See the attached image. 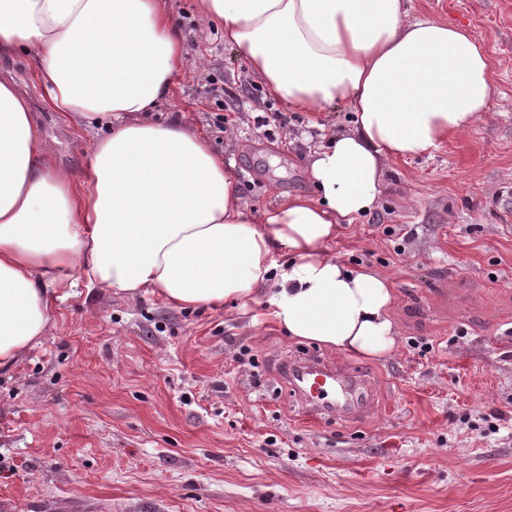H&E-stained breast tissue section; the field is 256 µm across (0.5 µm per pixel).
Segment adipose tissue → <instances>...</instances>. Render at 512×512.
Segmentation results:
<instances>
[{
    "mask_svg": "<svg viewBox=\"0 0 512 512\" xmlns=\"http://www.w3.org/2000/svg\"><path fill=\"white\" fill-rule=\"evenodd\" d=\"M250 75L294 112L349 101L313 150L318 194L248 213L232 164L197 130L150 117L190 67L166 0H0V59L26 53L49 107L91 140L81 180L55 167L14 82L0 79V370L78 281L176 308L267 299L288 336L376 359L399 336L389 279L327 255L372 212L390 162L426 156L497 94L467 28L410 0H197Z\"/></svg>",
    "mask_w": 512,
    "mask_h": 512,
    "instance_id": "adipose-tissue-1",
    "label": "adipose tissue"
}]
</instances>
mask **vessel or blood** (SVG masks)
<instances>
[{
	"mask_svg": "<svg viewBox=\"0 0 512 512\" xmlns=\"http://www.w3.org/2000/svg\"><path fill=\"white\" fill-rule=\"evenodd\" d=\"M289 384L303 398L308 416H348L369 401L364 381L355 372L309 358L289 366Z\"/></svg>",
	"mask_w": 512,
	"mask_h": 512,
	"instance_id": "vessel-or-blood-1",
	"label": "vessel or blood"
}]
</instances>
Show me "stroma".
I'll return each mask as SVG.
<instances>
[{"instance_id":"35a3bbf8","label":"stroma","mask_w":512,"mask_h":512,"mask_svg":"<svg viewBox=\"0 0 512 512\" xmlns=\"http://www.w3.org/2000/svg\"><path fill=\"white\" fill-rule=\"evenodd\" d=\"M169 6L197 66L154 119L232 158L250 212L314 195L298 135L348 127L349 102L290 111L196 0ZM412 7L484 41L497 96L430 157L392 162L378 207L327 246L393 281L398 347L349 357L284 338L261 304L191 311L79 282L0 374V512H512V425L491 427L512 414V0ZM0 77L80 177L86 134L48 107L25 59H1ZM307 355L365 377L360 418L306 416L281 367Z\"/></svg>"}]
</instances>
